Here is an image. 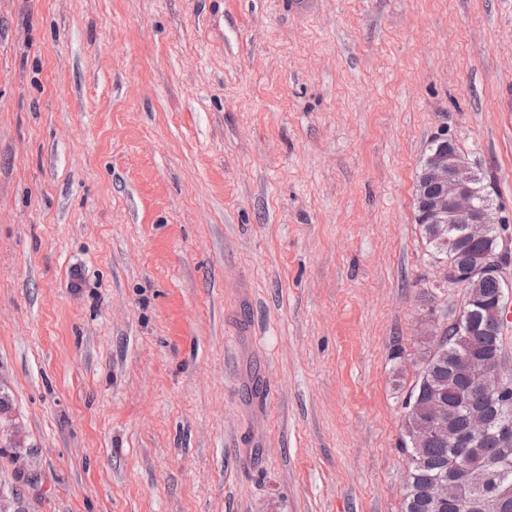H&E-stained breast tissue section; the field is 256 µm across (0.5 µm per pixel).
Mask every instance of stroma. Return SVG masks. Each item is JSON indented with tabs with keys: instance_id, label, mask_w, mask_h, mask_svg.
<instances>
[{
	"instance_id": "1",
	"label": "stroma",
	"mask_w": 512,
	"mask_h": 512,
	"mask_svg": "<svg viewBox=\"0 0 512 512\" xmlns=\"http://www.w3.org/2000/svg\"><path fill=\"white\" fill-rule=\"evenodd\" d=\"M443 133L512 238V0H0L11 512H402Z\"/></svg>"
}]
</instances>
